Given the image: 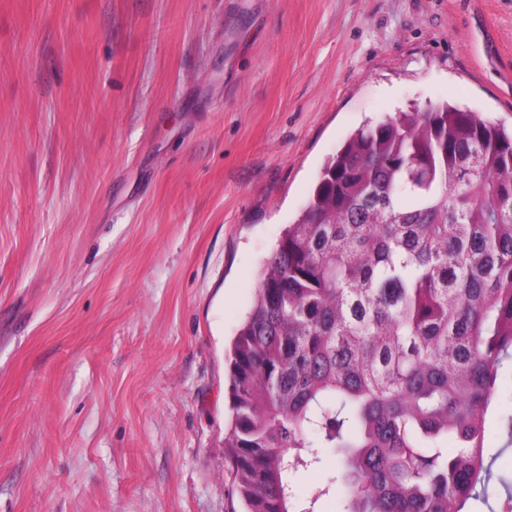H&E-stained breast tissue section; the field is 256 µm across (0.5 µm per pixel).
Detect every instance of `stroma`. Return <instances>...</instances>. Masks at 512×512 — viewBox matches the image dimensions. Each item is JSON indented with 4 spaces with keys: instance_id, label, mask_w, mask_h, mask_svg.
<instances>
[{
    "instance_id": "1",
    "label": "stroma",
    "mask_w": 512,
    "mask_h": 512,
    "mask_svg": "<svg viewBox=\"0 0 512 512\" xmlns=\"http://www.w3.org/2000/svg\"><path fill=\"white\" fill-rule=\"evenodd\" d=\"M442 101L512 126V0H0V512H241L259 266L352 132Z\"/></svg>"
}]
</instances>
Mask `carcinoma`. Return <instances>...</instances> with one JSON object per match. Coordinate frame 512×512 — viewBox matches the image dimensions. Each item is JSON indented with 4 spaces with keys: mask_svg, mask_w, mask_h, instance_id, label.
Instances as JSON below:
<instances>
[{
    "mask_svg": "<svg viewBox=\"0 0 512 512\" xmlns=\"http://www.w3.org/2000/svg\"><path fill=\"white\" fill-rule=\"evenodd\" d=\"M512 367V131L448 102L355 130L266 262L233 342L225 454L244 512H464ZM454 452H448V442ZM337 462L336 456L325 455L322 461L314 468L301 473L294 486L297 510H304L309 507L312 494L321 486H324L336 479Z\"/></svg>",
    "mask_w": 512,
    "mask_h": 512,
    "instance_id": "carcinoma-1",
    "label": "carcinoma"
}]
</instances>
